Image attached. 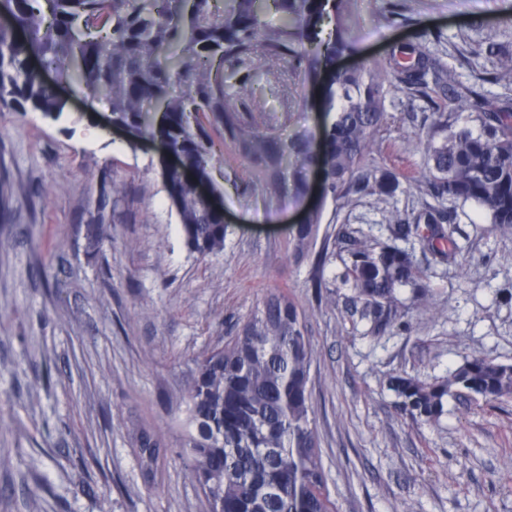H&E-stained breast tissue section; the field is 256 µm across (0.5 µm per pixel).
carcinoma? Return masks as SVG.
I'll list each match as a JSON object with an SVG mask.
<instances>
[{
  "mask_svg": "<svg viewBox=\"0 0 512 512\" xmlns=\"http://www.w3.org/2000/svg\"><path fill=\"white\" fill-rule=\"evenodd\" d=\"M358 0H5L12 25L0 26V109L31 108L50 120L64 112L54 85L31 68L32 58L58 67L102 102L112 124L135 138L158 135L178 163L163 170L190 252L224 248L220 189L203 196L189 177L212 158L209 130L222 136L253 169V187L266 198L302 195L309 173L324 176V197L372 194L389 184L368 163L388 123L392 80L423 93L446 74L420 42L395 46L369 68L336 65L356 52L348 21ZM333 23L328 37L324 25ZM311 83H326L325 109L335 113L320 137H282L279 118L251 110L247 87L261 64L282 81V63ZM480 132L453 130L438 108L441 140L417 133L428 162L427 186L441 202L396 219L394 238L413 236L443 258L456 257L455 225L446 200L472 202L493 228H512V100L479 102ZM322 209L294 234L293 251L310 253ZM347 253L339 275L352 288L361 319L384 332L403 318L398 290L412 289L420 307L430 292L411 252L395 244L367 245L348 231L336 236ZM314 350L305 314L283 292L268 295L224 347L195 359L187 385L188 427L182 453L208 512H330L309 387ZM399 410L416 424L437 421L450 397L512 401V363L479 354L448 376L425 381L399 374L390 381ZM141 462L161 444L142 434Z\"/></svg>",
  "mask_w": 512,
  "mask_h": 512,
  "instance_id": "obj_1",
  "label": "carcinoma"
}]
</instances>
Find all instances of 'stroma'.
Returning <instances> with one entry per match:
<instances>
[{
    "label": "stroma",
    "mask_w": 512,
    "mask_h": 512,
    "mask_svg": "<svg viewBox=\"0 0 512 512\" xmlns=\"http://www.w3.org/2000/svg\"><path fill=\"white\" fill-rule=\"evenodd\" d=\"M400 5L406 20L393 24L381 0H359L349 23L358 50L345 66L372 67L394 45L420 40L452 80L415 96L392 88L371 155L398 188L326 201L320 291L313 257L292 247L304 201L249 190V162L226 145L208 167L223 191L224 249L201 257L185 244L159 140L130 143L73 85L59 120L0 110V184L14 190L0 214V512H206L180 454L184 389L194 358L236 336L274 290L306 314L312 418L335 512H512V402L451 398L437 423L418 425L389 388L403 372L445 376L473 353L512 363V229L488 232L474 204L451 202L455 259L400 240L431 286L420 309L410 289L399 292L403 328L374 332L339 279V231L385 242L392 215L431 203L417 134L443 138L434 107L476 133V111L458 90L512 98V79H492L486 54L492 42L512 57V0ZM289 91L310 103L291 130L320 135L331 121L322 88L295 74L278 86L259 70L248 87L264 110ZM144 431L163 445L149 470L137 443Z\"/></svg>",
    "instance_id": "1"
}]
</instances>
